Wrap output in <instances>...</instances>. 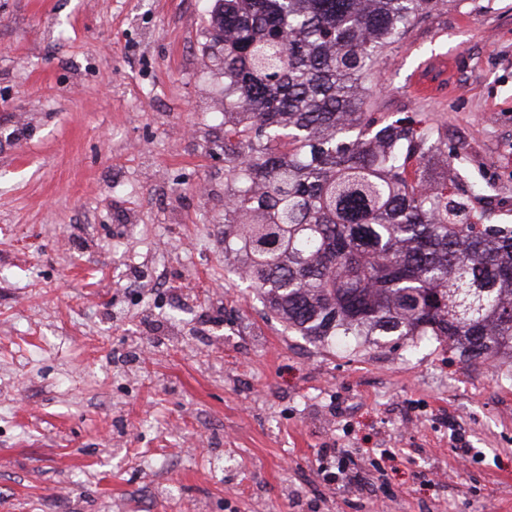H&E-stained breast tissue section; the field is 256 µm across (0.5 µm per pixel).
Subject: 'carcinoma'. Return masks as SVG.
<instances>
[{
  "label": "carcinoma",
  "mask_w": 512,
  "mask_h": 512,
  "mask_svg": "<svg viewBox=\"0 0 512 512\" xmlns=\"http://www.w3.org/2000/svg\"><path fill=\"white\" fill-rule=\"evenodd\" d=\"M442 0H215L224 258L269 314L325 345L432 336L512 360V224L434 127L365 110L386 50ZM442 159L438 179L421 174Z\"/></svg>",
  "instance_id": "obj_1"
}]
</instances>
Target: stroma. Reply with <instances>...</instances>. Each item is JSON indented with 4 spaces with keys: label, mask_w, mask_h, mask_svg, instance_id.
Wrapping results in <instances>:
<instances>
[{
    "label": "stroma",
    "mask_w": 512,
    "mask_h": 512,
    "mask_svg": "<svg viewBox=\"0 0 512 512\" xmlns=\"http://www.w3.org/2000/svg\"><path fill=\"white\" fill-rule=\"evenodd\" d=\"M213 6L0 0V512H512V371L311 343L225 261ZM367 109L512 224V0H445Z\"/></svg>",
    "instance_id": "35a3bbf8"
}]
</instances>
